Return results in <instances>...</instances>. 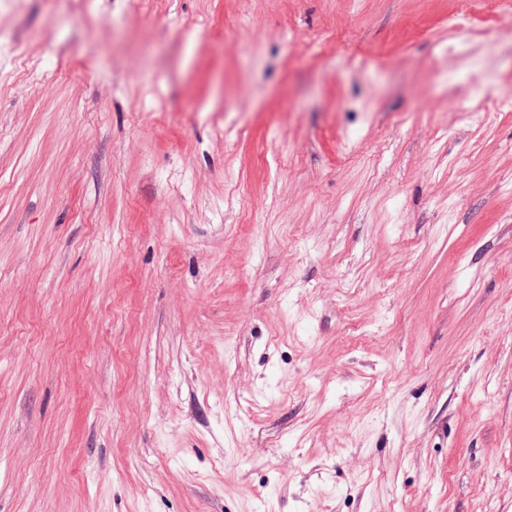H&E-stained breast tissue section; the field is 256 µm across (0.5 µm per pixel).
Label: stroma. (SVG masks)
<instances>
[{"instance_id": "1", "label": "stroma", "mask_w": 512, "mask_h": 512, "mask_svg": "<svg viewBox=\"0 0 512 512\" xmlns=\"http://www.w3.org/2000/svg\"><path fill=\"white\" fill-rule=\"evenodd\" d=\"M0 512H512V0H0Z\"/></svg>"}]
</instances>
